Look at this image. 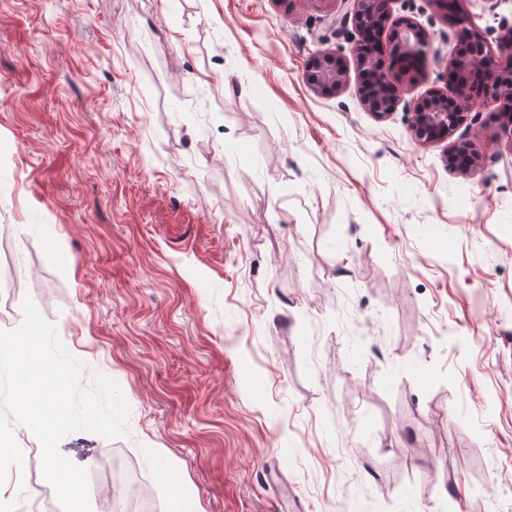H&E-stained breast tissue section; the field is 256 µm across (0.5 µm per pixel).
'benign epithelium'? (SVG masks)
Here are the masks:
<instances>
[{"mask_svg":"<svg viewBox=\"0 0 512 512\" xmlns=\"http://www.w3.org/2000/svg\"><path fill=\"white\" fill-rule=\"evenodd\" d=\"M346 11L339 19L344 25L354 19L360 39L357 60L364 71L374 73L378 99L365 103L379 117L392 112L404 92V78L413 62L424 57L428 38L418 26L406 18H395L389 11L377 10L376 0H341ZM453 85L461 94V102L451 105L448 96L439 91L418 102L413 109L411 131L421 143L445 139L468 117L473 103L469 84L480 81L484 91L478 93L487 103L497 105L502 131L512 138V43L500 42L498 53H492L488 42L480 36L467 51L456 54L452 61ZM309 85L317 92L335 94L344 84L346 66L342 59L317 51L307 63ZM452 154L464 160L462 168L471 171L479 165L480 155L472 143L462 141Z\"/></svg>","mask_w":512,"mask_h":512,"instance_id":"obj_1","label":"benign epithelium"}]
</instances>
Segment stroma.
I'll return each mask as SVG.
<instances>
[{
    "label": "stroma",
    "mask_w": 512,
    "mask_h": 512,
    "mask_svg": "<svg viewBox=\"0 0 512 512\" xmlns=\"http://www.w3.org/2000/svg\"><path fill=\"white\" fill-rule=\"evenodd\" d=\"M389 7L429 46L380 118L337 0H0V330L31 300L83 388L119 384L122 435L59 444L89 484L150 512H512V149L491 106L413 138L459 30ZM459 10L493 47L512 26V0ZM309 85L317 92L327 95L336 94L346 78V66L335 55L317 51L307 63Z\"/></svg>",
    "instance_id": "35a3bbf8"
}]
</instances>
